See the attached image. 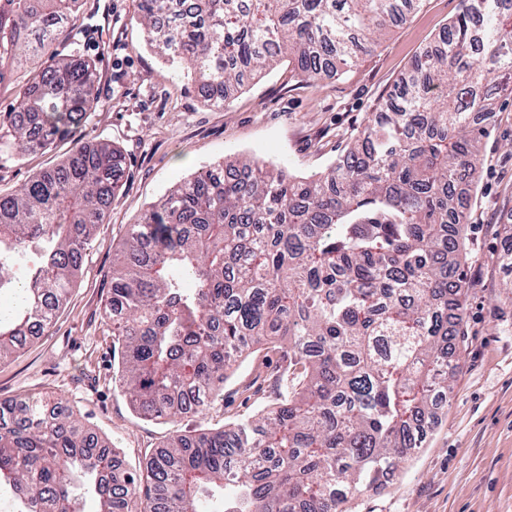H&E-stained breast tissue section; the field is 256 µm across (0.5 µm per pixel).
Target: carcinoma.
I'll list each match as a JSON object with an SVG mask.
<instances>
[{"label": "carcinoma", "instance_id": "cac0c4a2", "mask_svg": "<svg viewBox=\"0 0 512 512\" xmlns=\"http://www.w3.org/2000/svg\"><path fill=\"white\" fill-rule=\"evenodd\" d=\"M421 0H138L150 45L223 107L245 74L282 57L310 84L370 53ZM80 0H0V84L31 52L42 68L18 103L11 146L46 149L95 110L91 65L52 47ZM512 77V0H462L434 45L325 172L299 177L253 157L182 181L114 249L107 314L117 377L157 420L200 416L227 371L280 355L276 402L219 429L178 434L132 473L74 413L41 396L0 400V486L16 512H345L401 472L451 391L466 279L467 202L478 143ZM124 162L80 144L0 196V359L48 328ZM40 255L28 281L8 269Z\"/></svg>", "mask_w": 512, "mask_h": 512}]
</instances>
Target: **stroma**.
Instances as JSON below:
<instances>
[{
	"mask_svg": "<svg viewBox=\"0 0 512 512\" xmlns=\"http://www.w3.org/2000/svg\"><path fill=\"white\" fill-rule=\"evenodd\" d=\"M459 11L460 0H421L343 74L311 85L284 59L212 108L195 82L148 44L136 0H85L55 49L91 63L97 107L47 150L0 152V196L56 167L80 142L119 148L125 172L53 324L0 360V399L48 394L67 401L133 472L172 435L219 428L272 404L276 357L260 354L234 370L223 399L205 415H138L112 379L105 307L113 251L128 224L175 183L224 161L251 155L302 177L324 172ZM479 158L467 210L464 334L453 390L424 448L383 489L350 500L346 512H512V279L497 261L512 246L504 232L512 221V95L500 98Z\"/></svg>",
	"mask_w": 512,
	"mask_h": 512,
	"instance_id": "obj_1",
	"label": "stroma"
}]
</instances>
